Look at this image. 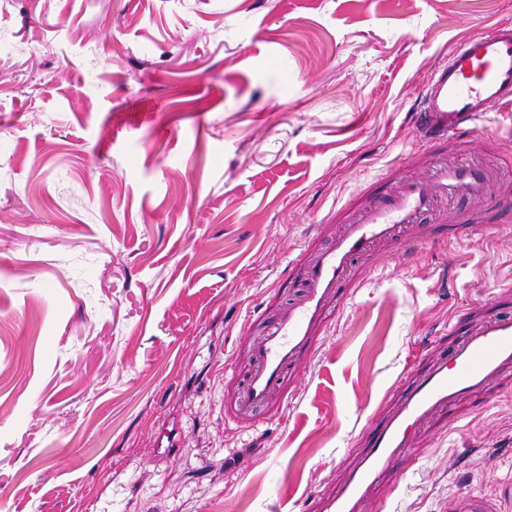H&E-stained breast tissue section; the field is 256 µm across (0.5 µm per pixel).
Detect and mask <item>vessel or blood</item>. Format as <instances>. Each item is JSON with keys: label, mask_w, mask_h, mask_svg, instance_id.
<instances>
[{"label": "vessel or blood", "mask_w": 512, "mask_h": 512, "mask_svg": "<svg viewBox=\"0 0 512 512\" xmlns=\"http://www.w3.org/2000/svg\"><path fill=\"white\" fill-rule=\"evenodd\" d=\"M420 139L400 163L379 174L382 191L366 189L336 210L327 242L309 239L284 274L292 297L263 321L257 345L243 352L244 368L229 414L248 420L270 405L315 357L337 313L363 288L364 268L393 253H412L433 235L457 241L475 229L470 215L449 218V203L466 199L512 210L498 194L502 170L479 148H460L479 132L492 106L512 104V23L460 42L432 72L419 95ZM453 340L429 347L425 364L398 381L397 396L375 414L334 489L315 498L313 512H377V490L397 463L414 459L420 441L465 400L490 397L512 382V313L477 303L448 323ZM456 512H498L490 498L466 493Z\"/></svg>", "instance_id": "vessel-or-blood-1"}]
</instances>
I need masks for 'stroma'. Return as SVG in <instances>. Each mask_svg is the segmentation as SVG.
<instances>
[{
	"label": "stroma",
	"instance_id": "obj_1",
	"mask_svg": "<svg viewBox=\"0 0 512 512\" xmlns=\"http://www.w3.org/2000/svg\"><path fill=\"white\" fill-rule=\"evenodd\" d=\"M500 21L512 0H0V512H309L423 347L512 282V218L384 259L278 414L225 421V367ZM482 135L512 195V106ZM416 454L383 512H512V390ZM455 510L456 512H498L496 504L490 498L474 493L460 495L456 499Z\"/></svg>",
	"mask_w": 512,
	"mask_h": 512
}]
</instances>
